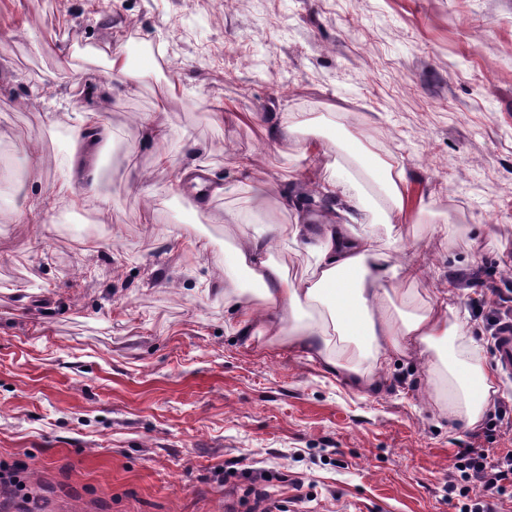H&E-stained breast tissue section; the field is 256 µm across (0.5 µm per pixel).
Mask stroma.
I'll list each match as a JSON object with an SVG mask.
<instances>
[{"instance_id":"1","label":"stroma","mask_w":512,"mask_h":512,"mask_svg":"<svg viewBox=\"0 0 512 512\" xmlns=\"http://www.w3.org/2000/svg\"><path fill=\"white\" fill-rule=\"evenodd\" d=\"M110 45L133 93L71 55ZM97 107L94 191L31 214ZM285 112L306 123L287 146L270 135ZM150 114L165 142L140 129ZM308 140L381 202L367 146L404 168L423 209L377 245L425 267L400 284L416 305L454 281L494 370L490 320L512 317V0H0V467L16 477L0 512H246L252 488L282 512H456L457 451L512 450V377L465 428L422 357L361 388L237 332L224 291L247 281L224 213L292 223L277 193L309 182ZM195 156L226 188L204 209L179 181ZM242 159L272 189L262 209Z\"/></svg>"}]
</instances>
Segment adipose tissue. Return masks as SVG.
<instances>
[{"mask_svg":"<svg viewBox=\"0 0 512 512\" xmlns=\"http://www.w3.org/2000/svg\"><path fill=\"white\" fill-rule=\"evenodd\" d=\"M314 190L327 207L318 223L300 211L302 190L295 186L281 192L292 224L246 232L243 214H224L225 223L239 230L231 265L257 287L253 298L233 303L243 337H266L304 352L326 371L369 388L378 387V375L394 355L428 356L429 372L445 373L449 419L475 426L497 390L482 345L462 331L452 289L439 291L424 311L398 309L392 300L396 283L417 279L422 266L377 247L376 230L365 224L371 202L357 179L333 174ZM280 243L310 255L306 275L289 276L274 260Z\"/></svg>","mask_w":512,"mask_h":512,"instance_id":"ef3b65f1","label":"adipose tissue"}]
</instances>
